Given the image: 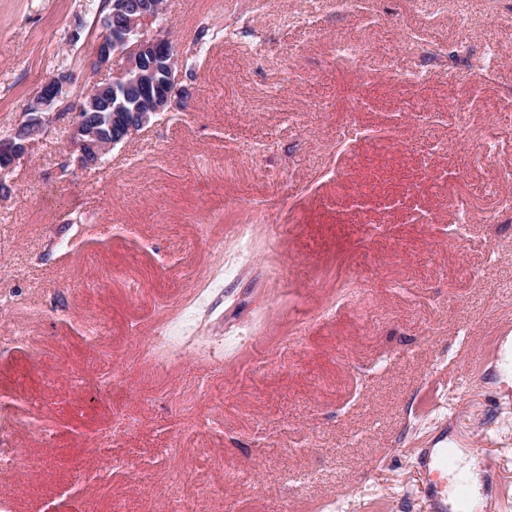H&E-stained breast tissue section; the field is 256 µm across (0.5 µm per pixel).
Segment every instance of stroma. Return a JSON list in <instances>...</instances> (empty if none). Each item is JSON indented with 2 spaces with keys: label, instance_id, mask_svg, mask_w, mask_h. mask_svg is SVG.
<instances>
[{
  "label": "stroma",
  "instance_id": "stroma-1",
  "mask_svg": "<svg viewBox=\"0 0 512 512\" xmlns=\"http://www.w3.org/2000/svg\"><path fill=\"white\" fill-rule=\"evenodd\" d=\"M165 4L150 26L186 97L81 168L67 114L122 65L92 67L102 0H0V137L44 80L72 77L0 177V393L49 431L0 413V448L29 461L0 473V497L13 512H433L418 454L444 438L494 467L472 512H512V0ZM340 43L367 53L342 61ZM485 67L493 80L472 82ZM423 102L442 112L424 134L397 118ZM464 130L463 178L435 179ZM396 135L416 151L375 142ZM358 192L377 206L351 207ZM460 198L497 222L455 240ZM417 208L435 223H412Z\"/></svg>",
  "mask_w": 512,
  "mask_h": 512
}]
</instances>
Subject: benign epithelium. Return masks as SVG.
<instances>
[{"label": "benign epithelium", "instance_id": "7a95c632", "mask_svg": "<svg viewBox=\"0 0 512 512\" xmlns=\"http://www.w3.org/2000/svg\"><path fill=\"white\" fill-rule=\"evenodd\" d=\"M163 8L159 0H113L112 11L103 19L104 34L97 45L95 64L103 66L114 56L124 60V67L112 81L93 85L76 105L68 138L73 151L77 152L78 165L97 164L116 144L149 124L174 99L183 97L184 91L178 87L176 77L170 75L166 81L159 77L161 71L172 72L178 64L172 42L148 32V23ZM69 80L64 74L48 78L20 124L22 133L0 139V175L12 170L27 156L29 139L43 128V111L63 95ZM131 86L139 90L137 109L114 111L104 127L96 123L93 113L105 106L104 97Z\"/></svg>", "mask_w": 512, "mask_h": 512}]
</instances>
